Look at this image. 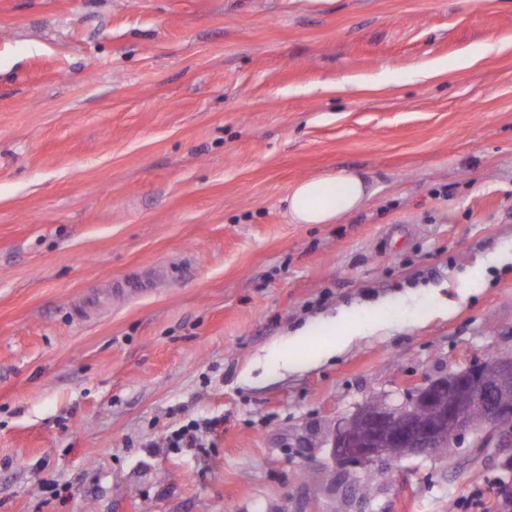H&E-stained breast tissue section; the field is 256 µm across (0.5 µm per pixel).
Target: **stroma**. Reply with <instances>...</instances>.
I'll return each mask as SVG.
<instances>
[{
    "mask_svg": "<svg viewBox=\"0 0 512 512\" xmlns=\"http://www.w3.org/2000/svg\"><path fill=\"white\" fill-rule=\"evenodd\" d=\"M335 170L370 198L291 223ZM510 353L512 0H0V512H456L512 426L327 442ZM370 194L357 174L328 172L294 186L286 198L288 216L294 224H332L360 208Z\"/></svg>",
    "mask_w": 512,
    "mask_h": 512,
    "instance_id": "obj_1",
    "label": "stroma"
}]
</instances>
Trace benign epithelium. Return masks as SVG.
Here are the masks:
<instances>
[{
    "label": "benign epithelium",
    "mask_w": 512,
    "mask_h": 512,
    "mask_svg": "<svg viewBox=\"0 0 512 512\" xmlns=\"http://www.w3.org/2000/svg\"><path fill=\"white\" fill-rule=\"evenodd\" d=\"M512 354L467 363L413 384L405 402L370 397L336 426L330 455L341 466L367 469L377 460L436 457L438 449L469 438L479 447L512 423ZM448 424L451 438L443 439Z\"/></svg>",
    "instance_id": "benign-epithelium-1"
}]
</instances>
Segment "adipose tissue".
<instances>
[{
  "label": "adipose tissue",
  "mask_w": 512,
  "mask_h": 512,
  "mask_svg": "<svg viewBox=\"0 0 512 512\" xmlns=\"http://www.w3.org/2000/svg\"><path fill=\"white\" fill-rule=\"evenodd\" d=\"M370 191L357 174L328 172L299 181L286 199L288 216L296 224H331L360 208Z\"/></svg>",
  "instance_id": "ef3b65f1"
}]
</instances>
